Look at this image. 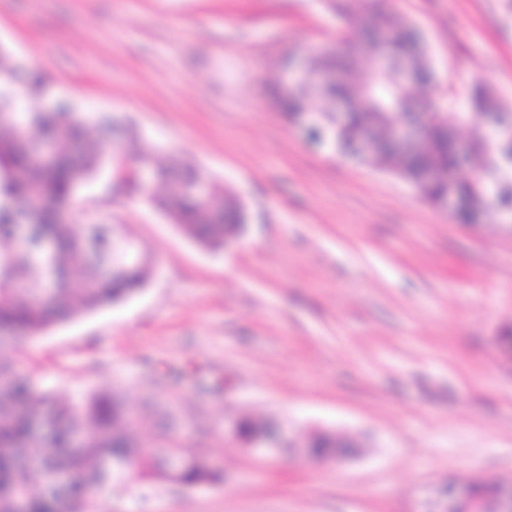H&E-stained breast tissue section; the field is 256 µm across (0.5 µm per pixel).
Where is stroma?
Here are the masks:
<instances>
[{"label": "stroma", "mask_w": 512, "mask_h": 512, "mask_svg": "<svg viewBox=\"0 0 512 512\" xmlns=\"http://www.w3.org/2000/svg\"><path fill=\"white\" fill-rule=\"evenodd\" d=\"M426 34L448 114L481 82L512 103V0H393ZM332 0H0V45L80 112L180 149L245 205L223 252L149 203L79 188L75 229L119 224L152 257L136 296L0 348L81 400L112 390L150 448L215 485L92 493L94 512H433L450 477L512 480V224L467 226L399 177L310 148L268 97L284 51L338 46ZM279 421L262 459L230 425ZM317 429L356 445L303 458ZM238 438V437H237ZM254 454L262 456H275L284 448H288V439L284 427L278 423V426L272 434H259L250 440H242Z\"/></svg>", "instance_id": "35a3bbf8"}]
</instances>
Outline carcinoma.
<instances>
[{"label":"carcinoma","mask_w":512,"mask_h":512,"mask_svg":"<svg viewBox=\"0 0 512 512\" xmlns=\"http://www.w3.org/2000/svg\"><path fill=\"white\" fill-rule=\"evenodd\" d=\"M336 8L354 25L346 36L350 49L313 54V81L308 87L285 97L272 86L270 97L285 121L294 127L313 103L327 112L332 100L343 99L349 115L330 132L335 153L358 161L357 139L373 138L380 150L368 162L412 184L435 208L448 183H453L463 202V209L452 217L458 224L491 218L495 204L512 205V176L503 165L512 156V128L493 141L485 126L488 114L512 111V106L475 83L463 93L457 126H449L436 94L438 74L425 33L396 11L393 0H336ZM380 31L389 35L383 45L376 38ZM372 52L379 57L376 72L361 79L359 58ZM402 60L413 68L410 83L399 81ZM17 81L25 82L33 93L42 84L39 75L1 58L0 86ZM109 119L75 117L65 106L21 111L0 92V337L39 335L54 324L126 300L149 282L152 258L134 240L124 236L114 244L112 229L106 226H86L77 234L66 215L79 187L105 170L115 172L122 162L151 168L163 192L130 179L112 189L145 199L201 247L222 250L243 232L248 215L242 202L214 185L209 199L200 200L193 189L210 177L182 152H162L143 138L131 148L109 149L95 138L92 125L102 127ZM395 120L424 127L422 143L409 148L393 145L389 134ZM460 127L469 130V163L474 169L468 177L461 175L457 153ZM48 142L54 158L44 164L39 155ZM42 239L53 246L44 271L38 269ZM133 415L132 408L108 393L76 403L62 393L46 391L32 376L16 372L0 358V512H13L21 495L27 497L26 512H78L91 487L117 485L126 478L100 471L97 462L104 457L125 458L144 482L218 481L209 463L184 448H168L158 457L133 442ZM269 426L266 420L248 416L235 424L244 439ZM77 435L81 442L76 446ZM49 470H64L73 480L48 489L44 476Z\"/></svg>","instance_id":"carcinoma-1"}]
</instances>
